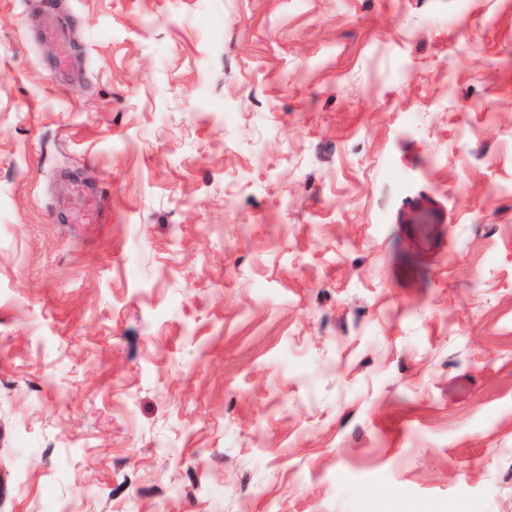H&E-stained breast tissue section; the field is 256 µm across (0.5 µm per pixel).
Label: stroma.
I'll return each instance as SVG.
<instances>
[{"label":"stroma","instance_id":"35a3bbf8","mask_svg":"<svg viewBox=\"0 0 512 512\" xmlns=\"http://www.w3.org/2000/svg\"><path fill=\"white\" fill-rule=\"evenodd\" d=\"M0 512H512V0H0ZM43 39L55 47V69L59 76L69 74V51L63 32L50 20L43 23ZM69 224H104L105 214L101 205V191L89 190L81 182H74L67 199Z\"/></svg>","mask_w":512,"mask_h":512}]
</instances>
